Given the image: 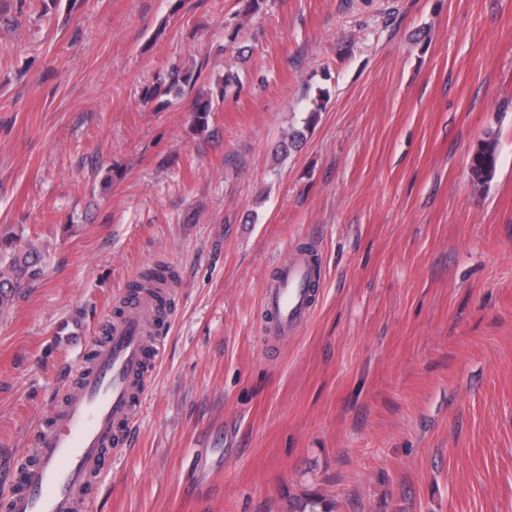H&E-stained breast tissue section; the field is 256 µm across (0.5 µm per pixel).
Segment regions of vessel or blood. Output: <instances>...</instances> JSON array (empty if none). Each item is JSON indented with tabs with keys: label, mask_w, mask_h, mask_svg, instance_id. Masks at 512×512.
Returning a JSON list of instances; mask_svg holds the SVG:
<instances>
[{
	"label": "vessel or blood",
	"mask_w": 512,
	"mask_h": 512,
	"mask_svg": "<svg viewBox=\"0 0 512 512\" xmlns=\"http://www.w3.org/2000/svg\"><path fill=\"white\" fill-rule=\"evenodd\" d=\"M317 267L301 254L282 265L262 293V332L272 341L296 333L314 311ZM169 292H135L129 312L111 324L73 371L49 415L35 428L33 451L0 493V512H85L106 480L105 460L129 445L145 383L168 330L157 316Z\"/></svg>",
	"instance_id": "1"
}]
</instances>
